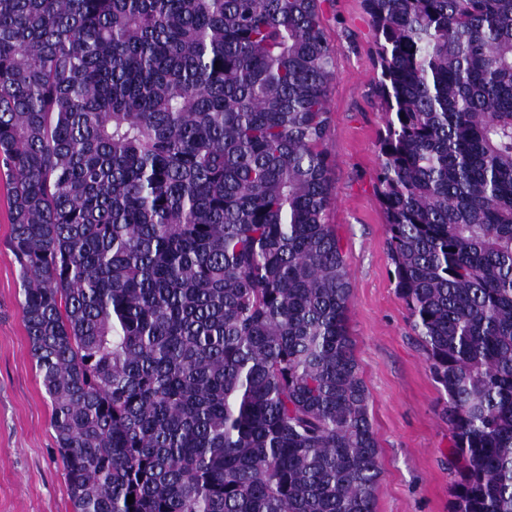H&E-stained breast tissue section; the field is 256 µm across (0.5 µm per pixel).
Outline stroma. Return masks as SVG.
<instances>
[{
	"mask_svg": "<svg viewBox=\"0 0 512 512\" xmlns=\"http://www.w3.org/2000/svg\"><path fill=\"white\" fill-rule=\"evenodd\" d=\"M321 18L335 60L325 141L333 161L329 221L349 268V330L379 444L376 512H449L452 439L440 417L443 397L395 289L375 190L383 122L374 33L360 0H323ZM9 233L0 172V512H72L21 318Z\"/></svg>",
	"mask_w": 512,
	"mask_h": 512,
	"instance_id": "35a3bbf8",
	"label": "stroma"
}]
</instances>
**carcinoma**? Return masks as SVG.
<instances>
[{"instance_id":"1","label":"carcinoma","mask_w":512,"mask_h":512,"mask_svg":"<svg viewBox=\"0 0 512 512\" xmlns=\"http://www.w3.org/2000/svg\"><path fill=\"white\" fill-rule=\"evenodd\" d=\"M319 3L0 0L8 246L74 512H375ZM361 5L450 512H512V0Z\"/></svg>"}]
</instances>
